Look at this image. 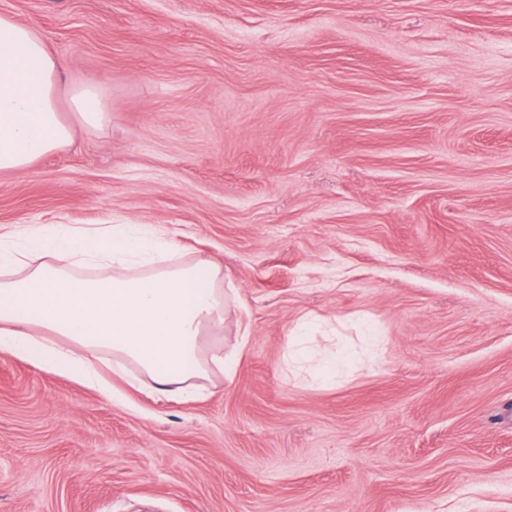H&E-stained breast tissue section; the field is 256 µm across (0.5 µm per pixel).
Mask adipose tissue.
Here are the masks:
<instances>
[{"label": "adipose tissue", "mask_w": 512, "mask_h": 512, "mask_svg": "<svg viewBox=\"0 0 512 512\" xmlns=\"http://www.w3.org/2000/svg\"><path fill=\"white\" fill-rule=\"evenodd\" d=\"M59 60L32 28L0 15V170H18L65 150L74 124L108 121L97 86H64ZM67 93L75 123L58 108ZM176 244L143 224L16 226L0 234V351L79 365L111 394L96 364L101 351L135 363L159 396L184 392L210 370L233 371L247 344L205 351L224 334V269L207 259L176 262ZM64 337L45 352L39 337Z\"/></svg>", "instance_id": "1"}]
</instances>
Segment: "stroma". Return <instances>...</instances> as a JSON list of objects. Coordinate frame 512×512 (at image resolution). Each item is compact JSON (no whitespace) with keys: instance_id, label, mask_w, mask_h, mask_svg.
<instances>
[{"instance_id":"obj_1","label":"stroma","mask_w":512,"mask_h":512,"mask_svg":"<svg viewBox=\"0 0 512 512\" xmlns=\"http://www.w3.org/2000/svg\"><path fill=\"white\" fill-rule=\"evenodd\" d=\"M0 13L110 114L0 228H163L249 330L189 402L0 353V512H512V0Z\"/></svg>"}]
</instances>
